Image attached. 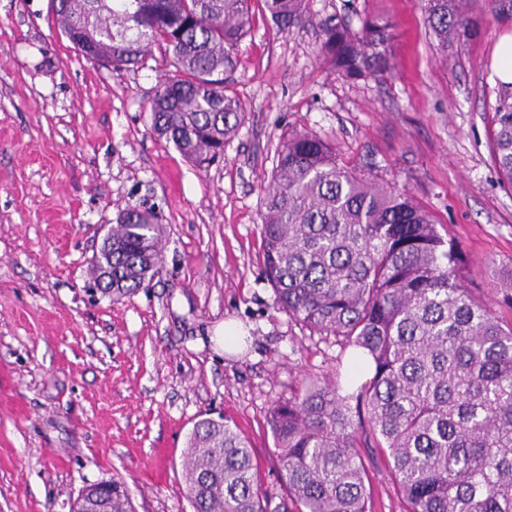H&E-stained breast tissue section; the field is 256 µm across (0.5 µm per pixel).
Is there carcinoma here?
<instances>
[{"instance_id": "carcinoma-1", "label": "carcinoma", "mask_w": 512, "mask_h": 512, "mask_svg": "<svg viewBox=\"0 0 512 512\" xmlns=\"http://www.w3.org/2000/svg\"><path fill=\"white\" fill-rule=\"evenodd\" d=\"M252 0H50L83 56L124 70L154 46L175 75L157 91L151 128L198 167L224 155L245 119L230 88ZM278 27L302 23L307 0H261ZM439 50L478 38L471 0H420ZM322 50L346 76L394 68L392 25L352 35L329 23ZM489 102L493 157L512 191V83ZM161 225L132 207L112 227V297L160 270ZM263 273L275 305L319 336L356 350L345 379L305 381L267 424L287 501L262 489L249 441L206 418L187 442L194 512H370L360 449L382 450L408 512H512V325L465 285L460 242L408 194L340 162L312 133L283 141L263 188ZM112 512H135L112 482Z\"/></svg>"}]
</instances>
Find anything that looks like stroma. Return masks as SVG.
<instances>
[{
    "label": "stroma",
    "instance_id": "35a3bbf8",
    "mask_svg": "<svg viewBox=\"0 0 512 512\" xmlns=\"http://www.w3.org/2000/svg\"><path fill=\"white\" fill-rule=\"evenodd\" d=\"M368 17L395 25L396 66L344 78L322 29L357 35ZM511 34L512 19L493 20L440 53L418 0H308L285 30L256 15L233 73L245 120L199 168L151 129L173 73L164 49L116 72L74 48L49 0H0V512H71L85 487L112 480L136 512H193L187 440L218 417L249 438L272 500L285 497L268 410L304 379L332 376L341 355L277 310L262 273L261 189L292 135L325 139L449 229L469 288L512 324V191L486 107ZM130 207L162 224V267L116 301L92 265ZM231 320L247 339L228 353ZM363 457L372 512H407L379 449Z\"/></svg>",
    "mask_w": 512,
    "mask_h": 512
}]
</instances>
